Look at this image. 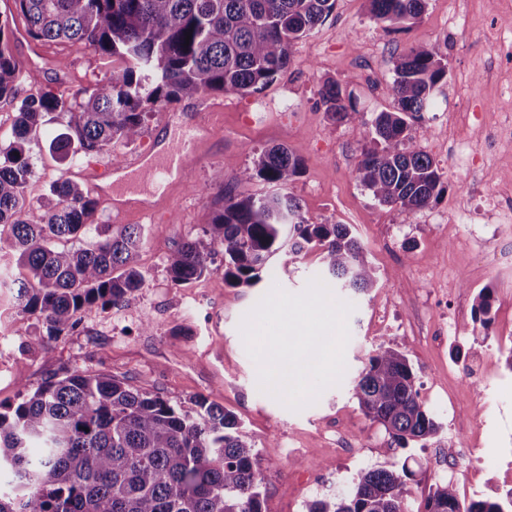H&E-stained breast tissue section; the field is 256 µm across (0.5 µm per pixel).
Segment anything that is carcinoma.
<instances>
[{
    "label": "carcinoma",
    "mask_w": 512,
    "mask_h": 512,
    "mask_svg": "<svg viewBox=\"0 0 512 512\" xmlns=\"http://www.w3.org/2000/svg\"><path fill=\"white\" fill-rule=\"evenodd\" d=\"M373 19L390 30L418 19L425 0H368ZM34 42L80 41L123 69L81 91L77 111L61 93L20 95L9 19L0 18V103L16 109L13 141L0 148V250L18 255L27 280L16 289L18 308L38 314L46 335L65 336L77 314L93 305L117 306L144 287L139 268L141 225L106 229L88 243L96 202L64 176L44 197L40 224L25 219L32 176L26 145L49 114L68 117L50 149L60 162L96 155L115 140L133 141L145 115L160 102L210 92L251 95L292 63V48L335 10L336 0H14ZM191 38H186V35ZM395 110L366 122L351 96L328 79L319 90L327 117L360 127L356 174L380 203L412 213L443 191L439 164L410 134L435 86L447 76L438 51L412 47L393 62ZM297 152L262 150L240 182L277 188L263 196H224L211 224L167 257L176 284L214 271L224 256V281L253 287L281 251L298 256L321 249L331 280L354 292L378 285L350 225L311 222L285 192L300 173ZM362 413L380 423L400 448L426 442L439 425L419 400L413 368L402 352L379 348L355 380ZM189 412L162 396L105 374H54L32 394L0 411V472L14 483L0 491V512H266L259 452L224 408L204 398ZM406 467L364 472L344 496L309 502L306 512H407ZM425 512H504L497 501L464 506L448 482L435 485Z\"/></svg>",
    "instance_id": "1"
}]
</instances>
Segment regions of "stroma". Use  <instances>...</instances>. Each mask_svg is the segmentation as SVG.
I'll return each instance as SVG.
<instances>
[{"label":"stroma","mask_w":512,"mask_h":512,"mask_svg":"<svg viewBox=\"0 0 512 512\" xmlns=\"http://www.w3.org/2000/svg\"><path fill=\"white\" fill-rule=\"evenodd\" d=\"M416 46L448 60L432 108L411 127L414 142L439 163L445 190L407 213L380 204L357 179L360 131L330 121L318 90L324 79L338 81L371 120L393 109V62ZM10 50L25 95L70 97L123 68L80 43L18 35ZM188 121L204 128L205 139L158 214L97 201L94 223L142 225L144 288L122 306L85 308L73 332L53 337L38 315L20 311L11 289L0 288V404H16L48 376L73 371L112 375L186 409L206 398L236 416L258 450L267 512H305L308 501L342 494L356 475L402 463L414 472L404 488L410 512H422L443 479L475 488L481 500L504 495L512 477L489 466L471 470L469 458L485 439L512 445V345L497 342L502 329H512V142H489L493 129L512 126V10L500 0H426L418 20L389 32L372 19L368 0H336L333 14L294 45L289 68L261 93L159 103L137 141L113 142L109 151L64 166L48 150L62 130L50 121L28 147L29 222H41L47 186L59 175L79 184L88 164L134 162ZM275 145L304 159L287 188L303 216L351 225L381 282L363 294L333 289L334 298L354 306L346 369L338 385L297 412L260 391L239 324L272 287L298 294L323 277L319 249L278 256L276 277L251 288L225 283L220 257L216 272L189 284H174L166 270L170 252L200 234L225 193L267 192L263 181L242 185L238 176ZM484 288L494 291L487 326L475 316ZM22 325L28 335H19ZM381 347L408 357L419 397L441 425L425 444L393 448L352 396L354 378ZM449 440L456 447L445 468L441 445Z\"/></svg>","instance_id":"1"}]
</instances>
